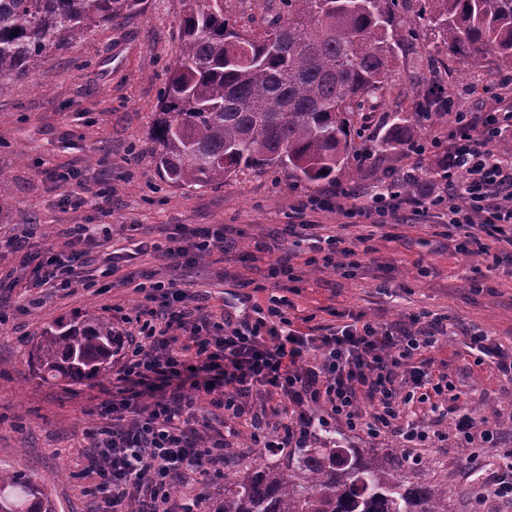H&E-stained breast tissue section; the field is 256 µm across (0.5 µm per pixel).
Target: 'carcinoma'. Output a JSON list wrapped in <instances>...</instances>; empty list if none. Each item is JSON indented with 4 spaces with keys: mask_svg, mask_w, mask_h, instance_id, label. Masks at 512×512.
<instances>
[{
    "mask_svg": "<svg viewBox=\"0 0 512 512\" xmlns=\"http://www.w3.org/2000/svg\"><path fill=\"white\" fill-rule=\"evenodd\" d=\"M140 0H0V96L34 62L87 38ZM287 16L255 29L224 17V0H192L149 129L157 171L177 187L222 184L245 170L282 167L309 184L354 179L355 117L384 97L401 46L399 0H283ZM448 55L512 79V0H425ZM439 86L417 90L415 115L442 111ZM418 124L391 112L381 142L410 144ZM386 188L419 192L413 175L384 173ZM112 322L85 311L45 327L33 347L41 378L80 383L104 376L116 356ZM0 512H55L46 482L0 468ZM219 512H448V489L373 448L327 436L224 472Z\"/></svg>",
    "mask_w": 512,
    "mask_h": 512,
    "instance_id": "cac0c4a2",
    "label": "carcinoma"
}]
</instances>
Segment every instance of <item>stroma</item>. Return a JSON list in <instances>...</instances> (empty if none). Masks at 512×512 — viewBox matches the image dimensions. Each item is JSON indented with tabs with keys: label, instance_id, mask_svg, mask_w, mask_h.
I'll list each match as a JSON object with an SVG mask.
<instances>
[{
	"label": "stroma",
	"instance_id": "obj_1",
	"mask_svg": "<svg viewBox=\"0 0 512 512\" xmlns=\"http://www.w3.org/2000/svg\"><path fill=\"white\" fill-rule=\"evenodd\" d=\"M186 8L185 0H143L138 11L36 61L27 78L12 81L0 96V172L10 179L0 198V236H30L37 251L51 243L50 233L59 225L86 224L101 241L85 266L89 289L46 298L32 309L25 294L31 268L23 266L22 253L0 251V273L18 279L15 288L0 293V310L7 315L0 323V466L47 479L56 512H91L84 483L73 475L74 457L91 422L85 409L108 398L112 378L79 384L42 380L31 363L38 332L88 309L110 320L119 307L134 313L143 298L132 287L113 286L104 274L113 265L122 274L156 272L206 294L210 309L247 316L253 300H266L274 288L268 270L275 257L268 253L252 264L240 261V253L254 239L296 223L292 205L298 197L336 190L331 182L297 181L284 169L248 170L202 188L171 186L157 172L148 130L178 53ZM398 16L413 39L398 52L389 92L355 118L362 136L354 147L367 155L355 158L360 173L350 187L363 211L352 219L336 211L314 216L315 222L341 226L361 263L320 271L295 258L301 280L290 299L298 315L314 316L319 325L332 323L335 309L362 312L381 324L422 310L447 317L448 343L434 358L458 399L449 402L448 415L439 422L425 405L403 408L406 420L430 427L438 439L418 447L412 459L398 437H374L336 419L327 427L399 461L416 479L447 485L448 512H512L507 502L479 506L470 474L471 456H478L489 474L512 448V381L492 361L476 363L469 350V336L478 332L512 345V268L455 252L441 211L385 224L370 211L383 170L411 172L425 186L440 179L435 154L382 146L388 113L412 114L416 90L435 78L446 95L467 101L479 121L490 112L512 111V85L481 70L457 78L458 64L435 36L422 0H403ZM176 224L233 225L242 232L238 250L215 251L190 266L180 258L158 261L151 253H137V244L162 242L165 229ZM463 405L477 418L497 422L492 441H458L452 423Z\"/></svg>",
	"mask_w": 512,
	"mask_h": 512
}]
</instances>
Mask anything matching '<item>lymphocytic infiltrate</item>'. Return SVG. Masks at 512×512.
<instances>
[{
  "instance_id": "f902f5d3",
  "label": "lymphocytic infiltrate",
  "mask_w": 512,
  "mask_h": 512,
  "mask_svg": "<svg viewBox=\"0 0 512 512\" xmlns=\"http://www.w3.org/2000/svg\"><path fill=\"white\" fill-rule=\"evenodd\" d=\"M453 143L444 155L443 186L416 196L376 195L379 216L433 207L448 212V234L456 251L492 256L512 263V154L496 139L512 127L511 112H492L481 124L470 113L454 117ZM308 231L323 256L306 265L336 269L354 257L342 234L325 224L303 221L288 227L280 240L273 275L297 282L291 264L297 253L288 245L298 230ZM56 244L39 262L44 273L37 286L75 290L93 236L89 225L59 229ZM503 245L491 252L482 237ZM235 245L223 224H186L156 250L165 257L197 256ZM145 302L135 311L136 326L122 330L120 366L111 399L92 409L96 421L79 451L77 478L100 502L98 512H204L215 498L196 492L199 478L224 476V444L248 421L256 448L300 446L315 433L314 409L321 408L350 429L402 437L410 445L428 441L429 433L401 424L398 399L412 387L430 413L444 416L448 376L434 369L427 354L439 350L448 326L428 312L381 325L359 316L340 326L301 331L289 316L287 296L254 303L251 317L233 320L192 303L175 280L140 283ZM212 407L199 413V400ZM290 413L286 434L270 419Z\"/></svg>"
}]
</instances>
